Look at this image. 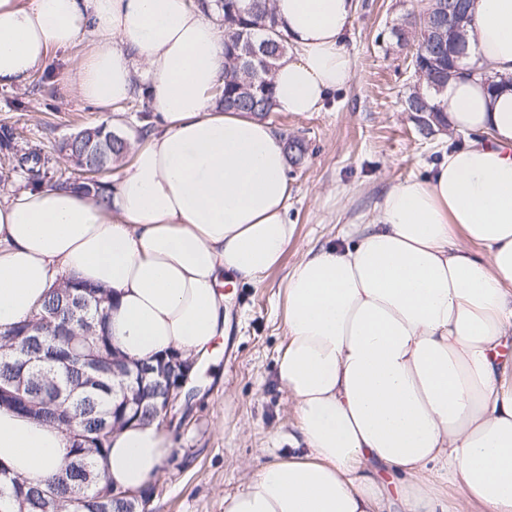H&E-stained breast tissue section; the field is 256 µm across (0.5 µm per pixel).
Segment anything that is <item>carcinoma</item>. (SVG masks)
<instances>
[{"label":"carcinoma","mask_w":512,"mask_h":512,"mask_svg":"<svg viewBox=\"0 0 512 512\" xmlns=\"http://www.w3.org/2000/svg\"><path fill=\"white\" fill-rule=\"evenodd\" d=\"M217 11L224 24V89L219 103H228L227 109L261 115L254 103L241 98V89L249 80L273 93L271 73L277 62L287 54L288 42L279 30V20L270 10L267 0H252L248 7H240V0H219ZM406 14L402 22L391 29L399 39L405 29H411L412 38L424 48L418 64L427 71L441 74L448 83V50L439 59L431 55L435 31L430 22L415 25ZM439 89L429 81L413 85L405 103L417 104L441 125V109L434 103ZM59 150L76 162L84 172L102 174L112 168V163L127 153L126 135L112 130L105 124L83 129V135L64 139ZM0 153L13 162L11 171L26 175L27 185L37 188L45 181L48 159L37 149L21 153L17 149L14 129L0 125ZM108 183L98 180L81 182L78 188L93 195L96 202L106 200ZM79 308L76 329L86 341V352L73 354L68 347V337L59 333L66 313ZM112 307V293L76 279H67L53 287L40 304L38 312L30 319L0 331V340L19 337L16 349L0 355V404L16 413L37 419L61 430V419L66 412L84 415V428L93 432L98 422L107 421L123 425L127 419H112V405L120 400L113 394L117 389L112 375L96 370L101 363L112 360L125 361L107 326L108 312ZM50 352H63L71 356V367L59 368L55 381L48 382L39 374L20 370V361L39 360ZM24 372V383L18 385L16 376ZM109 443L91 440L79 447L69 441L66 458L70 463L62 466L52 477L36 482H20L0 470V509L4 512H141V502L112 496V487L104 484L97 469Z\"/></svg>","instance_id":"carcinoma-1"}]
</instances>
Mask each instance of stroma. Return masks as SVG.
Segmentation results:
<instances>
[{
    "instance_id": "obj_1",
    "label": "stroma",
    "mask_w": 512,
    "mask_h": 512,
    "mask_svg": "<svg viewBox=\"0 0 512 512\" xmlns=\"http://www.w3.org/2000/svg\"><path fill=\"white\" fill-rule=\"evenodd\" d=\"M346 32L355 61L350 84L318 112H275L269 122L302 144L289 164L288 218L295 226L280 266L261 284L224 285L230 313L228 345L203 360L195 396L168 428L173 446L154 483V512H224L263 465L294 453L295 405L276 378L283 343L282 280L313 245L335 240L343 225L373 217L381 191L424 175L462 135L423 136L403 107L413 82L410 47L390 30L419 0H356ZM82 50H56L48 67L25 86L0 89V124L12 125L17 143L48 156L49 175L78 180L60 140L101 123L132 134L151 115L133 97L117 111H101L74 88Z\"/></svg>"
}]
</instances>
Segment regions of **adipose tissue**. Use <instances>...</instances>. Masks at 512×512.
<instances>
[{
  "mask_svg": "<svg viewBox=\"0 0 512 512\" xmlns=\"http://www.w3.org/2000/svg\"><path fill=\"white\" fill-rule=\"evenodd\" d=\"M273 5L289 44L274 109L320 111L352 80L354 0ZM87 32L78 97L110 110L144 92L152 128L131 137L107 205L51 186L0 198V329L73 277L118 298L109 327L128 360H203L224 335V284L261 283L293 238L285 141L219 105L224 32L190 0H0V88ZM466 42L472 73L440 98L466 143L287 273L276 376L296 406V452L224 512H449L438 474L462 491L456 512H512V0H472ZM67 446L0 407L12 475L56 474ZM171 446L158 423H130L101 474L141 493Z\"/></svg>",
  "mask_w": 512,
  "mask_h": 512,
  "instance_id": "1",
  "label": "adipose tissue"
}]
</instances>
